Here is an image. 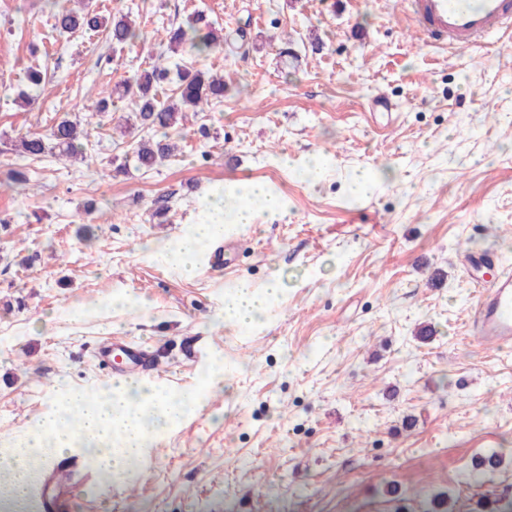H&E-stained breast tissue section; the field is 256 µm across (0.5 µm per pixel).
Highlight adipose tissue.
<instances>
[{
	"instance_id": "adipose-tissue-1",
	"label": "adipose tissue",
	"mask_w": 512,
	"mask_h": 512,
	"mask_svg": "<svg viewBox=\"0 0 512 512\" xmlns=\"http://www.w3.org/2000/svg\"><path fill=\"white\" fill-rule=\"evenodd\" d=\"M246 195L251 205L230 212L224 201L206 200L200 221L179 243L178 256L185 274H193L201 243L222 235L226 222L251 223L259 208L272 216L281 214L282 202L266 184L251 182ZM278 291L274 281L261 290L241 282L226 297L224 316L240 326H250L264 314L268 300ZM193 402L190 396L177 401L148 391L141 380L113 383L100 399L70 392L68 403L78 414L77 426H68L54 415L44 417L29 425L19 447L0 453V505L7 512H25L26 488L34 479V462L44 448L60 453L85 448L103 472L122 476L148 447L150 424L177 423Z\"/></svg>"
}]
</instances>
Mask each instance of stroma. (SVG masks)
Segmentation results:
<instances>
[{
	"instance_id": "35a3bbf8",
	"label": "stroma",
	"mask_w": 512,
	"mask_h": 512,
	"mask_svg": "<svg viewBox=\"0 0 512 512\" xmlns=\"http://www.w3.org/2000/svg\"><path fill=\"white\" fill-rule=\"evenodd\" d=\"M402 0H96L144 38L62 33L43 0H0V449L29 423L99 394L95 357L117 336L156 352L152 383L198 401L149 442L150 475L96 478L72 512H451L512 501V349L481 346L465 254L512 264V44L456 52L422 41ZM204 11L226 45L178 63L223 75L222 103L189 117L176 151L137 168L127 105L102 91L147 68L170 25ZM46 76L33 105L26 74ZM389 98L394 116L376 111ZM78 116L87 159L14 148ZM124 172H117V165ZM34 184L10 186L9 170ZM372 178L352 192L355 173ZM279 194L204 247L235 244L230 273L176 247L211 192ZM169 206L167 222L153 211ZM278 279L263 317H224L240 281ZM220 368L223 381L200 379ZM502 463L464 475L490 450ZM119 16L113 14L112 24L108 30L112 44L122 46L132 44L142 37V31L134 20L128 14H120ZM247 197L251 198L256 206H260L269 215L281 214L283 206L280 198L271 192L266 184L254 181L246 188Z\"/></svg>"
}]
</instances>
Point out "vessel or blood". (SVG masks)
<instances>
[{
  "instance_id": "vessel-or-blood-1",
  "label": "vessel or blood",
  "mask_w": 512,
  "mask_h": 512,
  "mask_svg": "<svg viewBox=\"0 0 512 512\" xmlns=\"http://www.w3.org/2000/svg\"><path fill=\"white\" fill-rule=\"evenodd\" d=\"M416 29L430 43L453 49L469 47L486 38H512V0H405ZM473 332L481 343L512 342V271L501 268L483 284L474 310ZM97 358L111 378L151 375L157 359L143 346L121 338L101 344ZM94 466L85 451L50 463L44 483L31 491L38 512H69L73 488L89 482Z\"/></svg>"
}]
</instances>
